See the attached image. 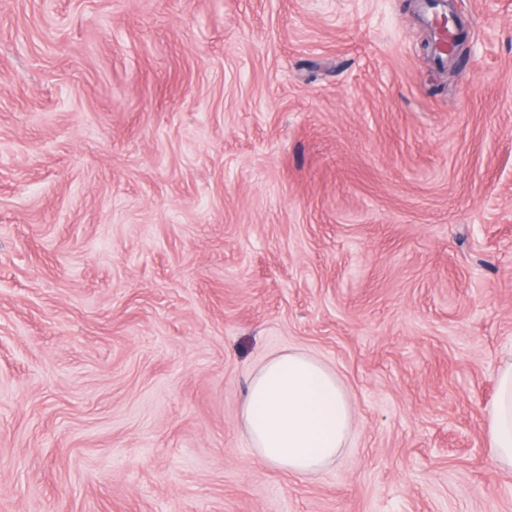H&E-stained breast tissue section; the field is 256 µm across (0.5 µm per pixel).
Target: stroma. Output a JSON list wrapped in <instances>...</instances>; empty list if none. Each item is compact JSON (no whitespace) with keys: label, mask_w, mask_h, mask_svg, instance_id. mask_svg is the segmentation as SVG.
<instances>
[{"label":"stroma","mask_w":512,"mask_h":512,"mask_svg":"<svg viewBox=\"0 0 512 512\" xmlns=\"http://www.w3.org/2000/svg\"><path fill=\"white\" fill-rule=\"evenodd\" d=\"M0 0V512H512V0ZM336 373L264 465L248 384ZM449 23L453 26L454 32L459 33L460 30L463 31V26L461 23V20L456 15H451L449 18L447 15L442 16L438 19V28L440 31H442L445 35L444 42H439L436 39L434 40V52L440 55L441 52H443L445 55L448 56H455L456 51L454 49L451 37L448 36V27ZM242 420L261 462L306 476L346 447L354 412L335 373L312 357L288 351L257 370L243 401ZM487 450L504 468H512V363L498 374L497 394L484 423Z\"/></svg>","instance_id":"1"}]
</instances>
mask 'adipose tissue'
Returning a JSON list of instances; mask_svg holds the SVG:
<instances>
[{"mask_svg":"<svg viewBox=\"0 0 512 512\" xmlns=\"http://www.w3.org/2000/svg\"><path fill=\"white\" fill-rule=\"evenodd\" d=\"M242 420L261 462L294 476L316 473L346 447L354 412L340 380L320 361L290 351L253 376ZM487 450L512 468V365L498 374L497 394L484 423Z\"/></svg>","mask_w":512,"mask_h":512,"instance_id":"adipose-tissue-1","label":"adipose tissue"}]
</instances>
